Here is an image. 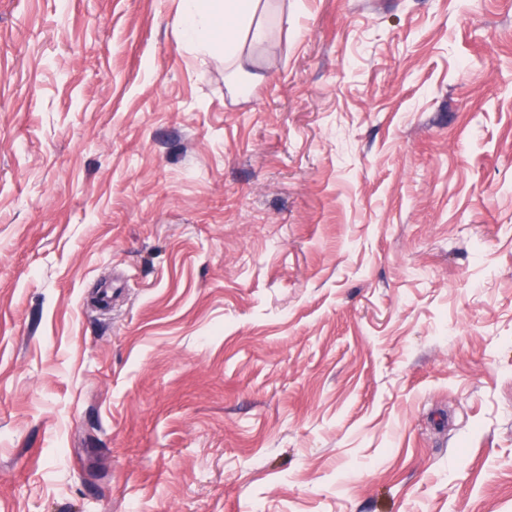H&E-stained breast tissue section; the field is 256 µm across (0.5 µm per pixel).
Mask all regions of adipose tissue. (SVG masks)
<instances>
[{
    "label": "adipose tissue",
    "instance_id": "adipose-tissue-1",
    "mask_svg": "<svg viewBox=\"0 0 512 512\" xmlns=\"http://www.w3.org/2000/svg\"><path fill=\"white\" fill-rule=\"evenodd\" d=\"M262 0H181L180 17L191 51L210 59H223L236 68L235 88L246 93L249 78L239 69L245 45L265 42L268 31L260 14Z\"/></svg>",
    "mask_w": 512,
    "mask_h": 512
}]
</instances>
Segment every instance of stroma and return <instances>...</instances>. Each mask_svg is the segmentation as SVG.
<instances>
[{"label":"stroma","mask_w":512,"mask_h":512,"mask_svg":"<svg viewBox=\"0 0 512 512\" xmlns=\"http://www.w3.org/2000/svg\"><path fill=\"white\" fill-rule=\"evenodd\" d=\"M0 0V512H512V0ZM261 0H181L183 34L196 56L224 58L226 68H241L244 46L268 37L260 19Z\"/></svg>","instance_id":"obj_1"}]
</instances>
